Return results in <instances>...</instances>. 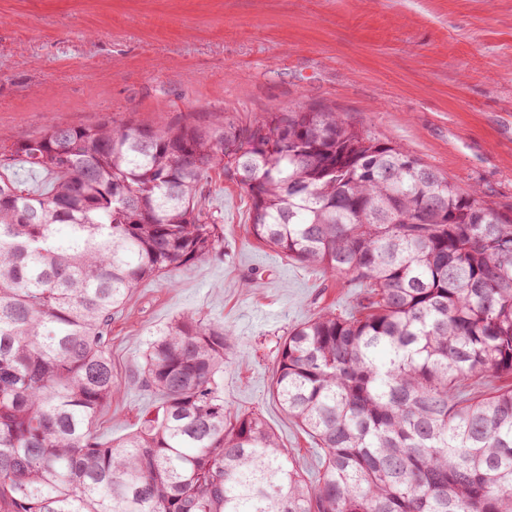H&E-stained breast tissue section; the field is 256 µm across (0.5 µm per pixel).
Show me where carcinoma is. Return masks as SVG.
<instances>
[{"label":"carcinoma","instance_id":"cac0c4a2","mask_svg":"<svg viewBox=\"0 0 512 512\" xmlns=\"http://www.w3.org/2000/svg\"><path fill=\"white\" fill-rule=\"evenodd\" d=\"M0 512H512V218L329 105L238 128L47 125L0 153ZM218 175L250 234L367 289L288 332L272 392L311 438L305 473L259 413L227 415L224 326L150 343L155 411L103 445L108 328L137 285L224 253ZM0 170L16 176L22 181L23 187L34 192L44 191L51 181L50 175H47L43 171L29 168L28 165L21 160L15 162V164L8 169L2 168Z\"/></svg>","mask_w":512,"mask_h":512}]
</instances>
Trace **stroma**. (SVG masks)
<instances>
[{
	"label": "stroma",
	"mask_w": 512,
	"mask_h": 512,
	"mask_svg": "<svg viewBox=\"0 0 512 512\" xmlns=\"http://www.w3.org/2000/svg\"><path fill=\"white\" fill-rule=\"evenodd\" d=\"M331 105L512 217V0H0V143L48 123L237 127ZM202 195L224 253L144 280L112 316L117 389L96 415L109 444L157 404L141 385L153 334L185 312L223 324L224 403L260 413L301 468L310 437L271 381L289 330L346 314L363 289L288 260L249 233L247 193Z\"/></svg>",
	"instance_id": "35a3bbf8"
}]
</instances>
